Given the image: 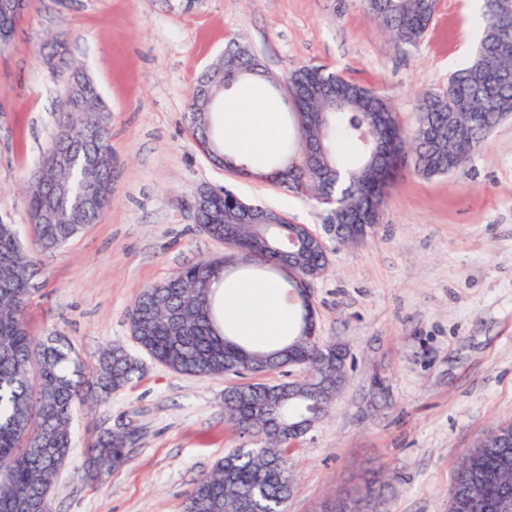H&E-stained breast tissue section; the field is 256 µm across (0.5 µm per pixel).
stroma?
<instances>
[{"instance_id":"1","label":"stroma","mask_w":512,"mask_h":512,"mask_svg":"<svg viewBox=\"0 0 512 512\" xmlns=\"http://www.w3.org/2000/svg\"><path fill=\"white\" fill-rule=\"evenodd\" d=\"M467 9L438 0L412 47L363 0H202L191 13L152 0H33L0 50V224L31 244L23 180L51 144L67 79L36 52L59 32L108 107L114 182L98 221L45 258L28 327L66 336L88 366L112 345L140 363L107 402L77 406L52 512H183L228 449L252 446L224 419L232 377L175 373L142 353L129 327L144 288L223 256L193 208L198 189L220 186L308 225L327 248L328 270L311 285L317 334L346 349L348 372L329 412L290 447L287 512H329L378 472L375 512H448L459 459L512 422V117L453 173L401 167L378 222L343 243L309 193L214 165L186 111L197 77L235 41L274 79L324 68L374 91L412 128L420 98L475 53ZM127 426L138 430L129 464L81 480L91 433Z\"/></svg>"}]
</instances>
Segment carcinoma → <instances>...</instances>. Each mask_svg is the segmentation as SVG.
Listing matches in <instances>:
<instances>
[{
    "mask_svg": "<svg viewBox=\"0 0 512 512\" xmlns=\"http://www.w3.org/2000/svg\"><path fill=\"white\" fill-rule=\"evenodd\" d=\"M368 11L397 41L417 44L428 29L438 0H364ZM165 10L190 13L200 0H154ZM493 0H483L484 30L473 59L458 70L444 90L424 96L417 105L415 126L405 128L391 107L375 92L316 66L299 67L288 75L298 106L313 112V134L323 147V162L291 177L296 187L308 186L316 201L329 190L338 224H351L356 216L379 214L384 195L376 192V170L370 146L359 130L373 129L391 145V156L412 150L414 170L425 177L448 173V156L464 166L487 133L500 122V113L512 112V85L499 80L512 69V20L502 24L492 13ZM17 17L0 12V41L13 36ZM68 35L60 33L44 45L46 58L65 62ZM227 81L234 84L254 74L260 66L249 47L233 44L226 50ZM54 142H66L84 155L112 151L108 113L93 86L79 98L63 97L58 106ZM102 128L98 141L76 137L72 128L88 122ZM197 139L223 141V125L216 119L206 127H191ZM354 152L353 163L344 160L339 145ZM89 173L68 175L69 191L57 197L56 209L70 208L72 199L88 189ZM47 189L28 186L24 196L27 214L46 206ZM248 206L229 199L212 201L200 214L205 233L224 241L231 229L236 252L256 250V229ZM100 213L90 208L75 213L71 223L48 221L38 225L34 245L25 247L16 228L0 224V512H50L49 497L62 467L56 458L67 459L75 406L94 391L97 403L124 389L139 372L138 362L121 348L103 350L97 364L88 369L75 356L69 340L58 334L34 336L24 313L35 291L32 281L43 258L93 224ZM289 225L271 224L266 231L269 248L258 258L242 264L251 273L273 270L287 262L277 251L278 241L288 235ZM224 259L202 260L185 266L163 282L146 287L135 301L129 324L139 349L175 373L195 376L248 375L276 371L292 359L306 367L307 377L293 383H249L224 390V418L242 435L261 438L257 448H231L215 467L203 474L187 496L185 512H239L241 493L249 492L256 512H286L292 483L288 444L302 437L296 426L315 406L326 414L345 381V362L322 358L316 343L298 328L279 347L253 348L240 336L224 332L212 285L203 272ZM180 313L182 332L176 340L163 314ZM126 434L98 433L87 460L99 464L96 476L109 475L129 461ZM232 477L224 479V462ZM512 487V446L496 434L485 436L462 456L457 465L454 489L468 505V512H493L504 487Z\"/></svg>",
    "mask_w": 512,
    "mask_h": 512,
    "instance_id": "1",
    "label": "carcinoma"
}]
</instances>
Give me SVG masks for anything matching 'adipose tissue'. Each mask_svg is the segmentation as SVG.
<instances>
[{
  "label": "adipose tissue",
  "mask_w": 512,
  "mask_h": 512,
  "mask_svg": "<svg viewBox=\"0 0 512 512\" xmlns=\"http://www.w3.org/2000/svg\"><path fill=\"white\" fill-rule=\"evenodd\" d=\"M224 130L240 155H264L278 146L276 115L260 94L245 104L225 109ZM224 308V325L262 344L277 343L293 330L292 311L281 299L279 283L268 278L246 279L232 286L217 284Z\"/></svg>",
  "instance_id": "adipose-tissue-1"
}]
</instances>
